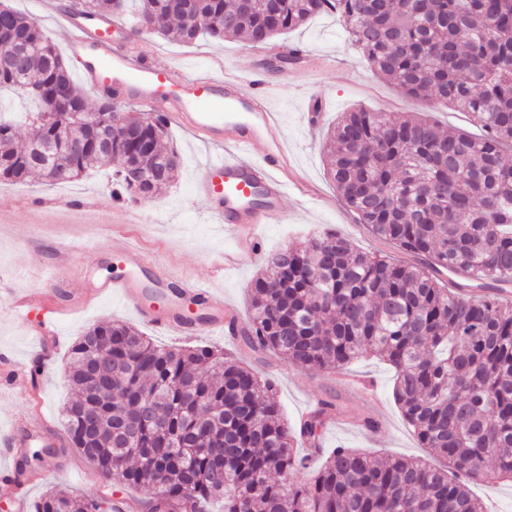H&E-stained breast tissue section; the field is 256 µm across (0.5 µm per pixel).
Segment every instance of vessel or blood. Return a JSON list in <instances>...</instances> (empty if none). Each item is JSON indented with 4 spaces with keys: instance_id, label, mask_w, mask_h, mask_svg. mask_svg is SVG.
I'll use <instances>...</instances> for the list:
<instances>
[{
    "instance_id": "b4317fda",
    "label": "vessel or blood",
    "mask_w": 512,
    "mask_h": 512,
    "mask_svg": "<svg viewBox=\"0 0 512 512\" xmlns=\"http://www.w3.org/2000/svg\"><path fill=\"white\" fill-rule=\"evenodd\" d=\"M43 5L66 32V52L77 61L81 81L95 95L138 104L202 141L224 147V156L202 167L193 190L211 221L224 225L235 237L236 248L225 255V268L236 267L242 256L256 254L262 225L277 218L287 196L319 205L317 186L297 173L284 129L271 107L277 86L262 63L245 74L211 69L187 74L128 48L114 36L110 16L89 21L81 10L62 6L59 0H43ZM112 250L125 274L86 281V292L120 299L143 322L171 335L240 334L239 318L220 299L215 284L183 278L146 257L122 235L114 237ZM147 276L166 286L170 300L163 307L152 305L155 293L143 282ZM187 302L207 310L203 322L184 313ZM14 311L20 320L34 322L40 344L56 340L53 316L58 308L42 294L25 295Z\"/></svg>"
}]
</instances>
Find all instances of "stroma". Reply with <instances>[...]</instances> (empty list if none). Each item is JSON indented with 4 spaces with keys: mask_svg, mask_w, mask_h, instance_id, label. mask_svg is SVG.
Returning <instances> with one entry per match:
<instances>
[{
    "mask_svg": "<svg viewBox=\"0 0 512 512\" xmlns=\"http://www.w3.org/2000/svg\"><path fill=\"white\" fill-rule=\"evenodd\" d=\"M130 40L143 54L190 72L207 65L215 56L222 58L229 69L239 72L249 71L253 62L249 44L236 37L220 41L203 38L188 45L145 30L131 35ZM296 46L309 51L311 72L293 79L275 73L279 91L273 99V109L279 114L300 174L322 188L326 202L309 211L293 199H285L283 219L264 227L265 254L286 246H303L311 237L329 231L348 239L357 248L376 251L380 242L347 209L327 176L322 145L329 126L341 113L364 108L373 112L424 114L446 130L471 133L475 127L467 113L443 106L428 107L421 100L401 95L393 85L380 79L333 15L313 18L277 37L273 48L285 55ZM167 132L170 145L181 153L184 165L176 183L151 202L127 195L114 197V164L110 161L99 163L91 175L74 182L70 193L47 185L38 176L22 184L1 186L0 201L9 215L0 222V295L7 297L33 289L53 297L78 293L83 286L81 274L63 282L52 279L55 250L66 244L73 245L75 258L88 252L96 254L95 277L120 274L121 269L112 258V235L116 232L128 234L136 248L187 279H215L219 259L234 250L235 242L220 225L209 222L192 186L201 167L209 158L218 156L219 150L197 141L175 125H168ZM83 195L90 198L87 211L72 212V204ZM131 210L142 213L143 223H128L127 213ZM263 265V257L242 258L222 282L224 300L235 308L241 321L249 319L248 286ZM112 320L142 327L131 309L109 297L95 299L60 316V341L47 345L49 357L40 375L26 379L21 389L0 386V436L10 434L23 420L36 426L46 422L62 429L61 409L75 396L68 381L69 351L85 329ZM143 329L159 345L211 346L238 356L261 377L274 382L275 400L289 427H297L316 400L337 398L336 417L326 423L320 434L322 448H355L381 459L432 457L405 421L392 393L394 371L379 357L363 355L347 368L348 373L375 380L374 398L365 402L338 388L332 373L299 369L272 354H257L225 342L219 335L173 337L150 327ZM2 353L16 361L29 359L32 353L29 324L13 316L4 304H0ZM363 418L382 421L383 426L374 432L364 431L359 424ZM57 452L54 479L27 482L28 504H35L55 484L86 494L119 491L131 500L132 512H145L144 492L122 489L115 482L95 478L92 465L71 447H58Z\"/></svg>",
    "mask_w": 512,
    "mask_h": 512,
    "instance_id": "stroma-1",
    "label": "stroma"
}]
</instances>
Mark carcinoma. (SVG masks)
Segmentation results:
<instances>
[{"label":"carcinoma","mask_w":512,"mask_h":512,"mask_svg":"<svg viewBox=\"0 0 512 512\" xmlns=\"http://www.w3.org/2000/svg\"><path fill=\"white\" fill-rule=\"evenodd\" d=\"M133 23L191 44L242 37L254 46L323 13L343 23L372 70L403 95L468 113L480 137L415 115L346 112L329 132L327 172L346 206L413 261L355 248L332 233L267 257L251 281L246 347L303 370L342 371L364 353L396 371L393 396L439 463L379 461L352 448L314 468L297 449L318 442L337 410L320 400L298 434L272 384L212 347L161 346L133 326L102 322L70 352L77 399L64 409L69 444L105 480L146 493L147 512H489L468 482H512V0H140ZM89 15H124L125 0H81ZM0 88L34 99L25 147L0 121V183L48 178L53 157L82 151L49 184L122 167L115 193L144 201L177 179L182 158L166 122L145 119L89 137L94 109L40 24L0 10ZM134 167L139 182L126 179ZM97 372L100 382L90 383ZM155 420L141 421L145 403ZM97 417L91 438L85 416ZM36 512H112V499L54 486Z\"/></svg>","instance_id":"1"}]
</instances>
